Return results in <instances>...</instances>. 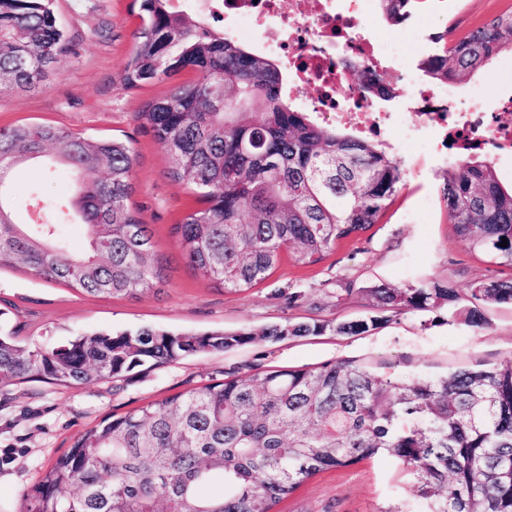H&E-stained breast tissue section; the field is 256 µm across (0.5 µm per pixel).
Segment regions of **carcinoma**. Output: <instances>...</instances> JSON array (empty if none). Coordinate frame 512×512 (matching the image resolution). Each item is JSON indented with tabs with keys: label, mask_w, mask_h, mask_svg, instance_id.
Returning <instances> with one entry per match:
<instances>
[{
	"label": "carcinoma",
	"mask_w": 512,
	"mask_h": 512,
	"mask_svg": "<svg viewBox=\"0 0 512 512\" xmlns=\"http://www.w3.org/2000/svg\"><path fill=\"white\" fill-rule=\"evenodd\" d=\"M51 0H0V88L33 89L72 52ZM399 25L424 0H379ZM136 47L124 74L138 88L184 70L182 83L142 116L167 148L171 174L204 204L174 225L187 266L226 291L265 280L285 259L322 262L341 243L379 223L403 186L401 161L377 139L322 125L285 96L277 61L224 37V29L173 11L170 0H140ZM447 29L418 68L435 85L462 82L512 51V8L457 40ZM367 98L395 96L390 83L360 73ZM52 154L83 174L71 208L30 193L32 206L59 221L78 218L88 249L67 250L52 222L16 224L0 192V268L89 295L135 297L165 283V266L138 210L129 205L135 152L119 139L83 137L52 124L0 128V176ZM455 234L471 251L512 270V186L487 158L468 154L444 177ZM508 246H502V238ZM383 312L446 310L490 327L484 309L512 305V277L479 281L470 304L431 279L369 289ZM377 319L317 320L259 332L94 333L44 347L0 334V383L90 385L135 369L224 352L286 336L369 332ZM377 456L394 458L424 512H512V363L461 367L439 378L398 380L353 361L312 369L268 368L227 376L184 393L112 414L75 438L24 497L23 512H275L308 479ZM214 484L218 493L200 494Z\"/></svg>",
	"instance_id": "obj_1"
}]
</instances>
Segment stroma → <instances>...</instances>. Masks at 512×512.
Segmentation results:
<instances>
[{"mask_svg":"<svg viewBox=\"0 0 512 512\" xmlns=\"http://www.w3.org/2000/svg\"><path fill=\"white\" fill-rule=\"evenodd\" d=\"M509 7L512 0H426L406 22L419 36L414 58L430 51L435 33L448 29L453 37H463ZM54 10L74 51L60 58L36 89L0 91V127L50 123L90 137L129 142L136 154L129 203L140 209L157 253L167 260V282L158 292L112 298L37 279L21 265L5 267L0 269L1 330L14 333L23 344L57 346L81 334L143 326L180 333L259 330L313 318L333 324L374 316L378 323L363 335L329 330L319 336L262 341L82 387L0 384V512H21L25 495L47 466L103 418L223 379L228 372L245 377L268 367L311 368L351 360L408 379L512 361L510 306L490 309V329L478 332L440 310L378 316L365 292L380 284L404 288L446 279L464 294L473 281L503 274L454 234L440 192L449 164L427 141L402 155L404 184L380 223L338 246L323 262L310 267L283 264L265 281L241 292L195 278L172 228L199 203L189 185L170 177L168 153L154 138L143 112L147 102L198 79V72L185 70L140 88H125L122 76L135 49L139 23L137 0H54ZM474 86L489 102L511 87L512 54H499L487 69L461 84L465 90ZM35 186L47 198L64 199L77 182L61 166L50 177L43 167L21 166L14 175L15 223L33 219L27 194ZM347 280L357 281L361 292L339 294ZM397 502L404 503L407 512H423L396 463L379 458L314 476L280 503L277 512H384Z\"/></svg>","mask_w":512,"mask_h":512,"instance_id":"stroma-1","label":"stroma"}]
</instances>
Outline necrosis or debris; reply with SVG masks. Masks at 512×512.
<instances>
[{"mask_svg": "<svg viewBox=\"0 0 512 512\" xmlns=\"http://www.w3.org/2000/svg\"><path fill=\"white\" fill-rule=\"evenodd\" d=\"M208 15L224 20V33L238 41L260 39L262 50L279 59L294 79L288 92L300 95L306 87L317 92L315 109L336 124L362 137L397 130L405 137H419L423 129L444 132L451 145L450 159H460L477 145L491 157L512 153V94L505 95L500 109L487 112L481 99H469L456 90L437 94L424 87L414 69L405 76L413 108L408 112H379L366 101L352 70L366 68L383 74L384 62H405L411 53L412 35L398 28L385 56L375 53L363 33L360 18L372 12L376 0H307V11L296 0H197Z\"/></svg>", "mask_w": 512, "mask_h": 512, "instance_id": "obj_1", "label": "necrosis or debris"}]
</instances>
